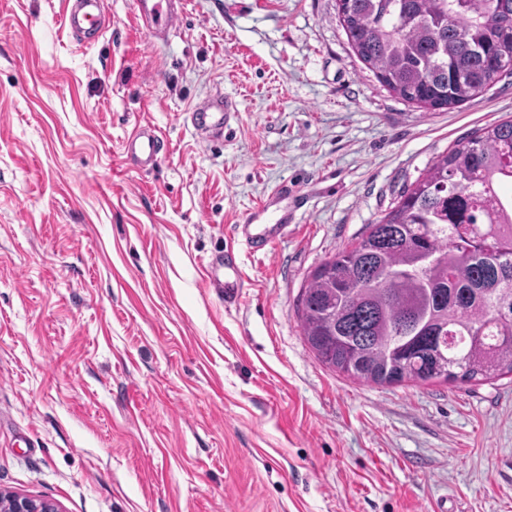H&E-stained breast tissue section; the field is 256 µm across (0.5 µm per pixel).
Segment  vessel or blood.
Instances as JSON below:
<instances>
[{
    "label": "vessel or blood",
    "mask_w": 512,
    "mask_h": 512,
    "mask_svg": "<svg viewBox=\"0 0 512 512\" xmlns=\"http://www.w3.org/2000/svg\"><path fill=\"white\" fill-rule=\"evenodd\" d=\"M137 16L153 33L169 32L174 14L165 0H136ZM64 22L85 42L95 41L105 30L103 0H65ZM232 117L229 103L222 99L208 102L190 112L192 125L204 138L217 137ZM160 151V139L152 127L131 133L124 141V152L140 168L152 167ZM295 185L281 182L234 225L233 235L253 252H264L280 236L285 225L293 223L298 208ZM205 284L223 295L225 303L238 301L243 287L241 267L234 248L214 252L205 267Z\"/></svg>",
    "instance_id": "obj_1"
}]
</instances>
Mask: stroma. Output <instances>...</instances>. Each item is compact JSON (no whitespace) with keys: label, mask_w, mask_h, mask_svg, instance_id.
Wrapping results in <instances>:
<instances>
[{"label":"stroma","mask_w":512,"mask_h":512,"mask_svg":"<svg viewBox=\"0 0 512 512\" xmlns=\"http://www.w3.org/2000/svg\"><path fill=\"white\" fill-rule=\"evenodd\" d=\"M0 0V490L62 512H512V375L374 385L322 365L298 307L439 155L512 117V76L426 111L353 51L338 0H178L166 39L105 0ZM220 95V139L186 119ZM158 164L124 161L135 126ZM268 253L212 251L282 181ZM64 22L67 28L86 43L95 41L105 30L102 0H66ZM205 284L216 293L224 295L225 303L238 301L243 288V276L233 246L216 251L208 258Z\"/></svg>","instance_id":"stroma-1"}]
</instances>
